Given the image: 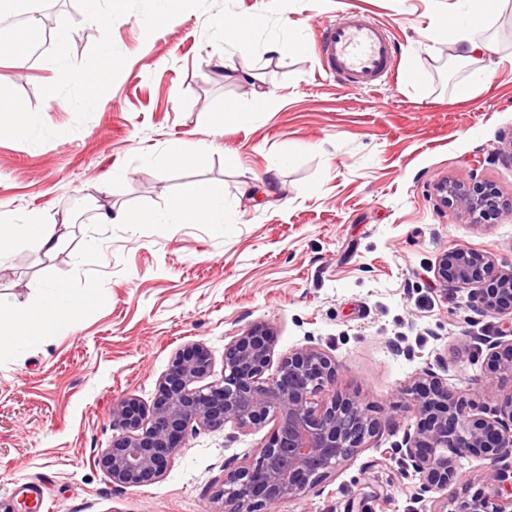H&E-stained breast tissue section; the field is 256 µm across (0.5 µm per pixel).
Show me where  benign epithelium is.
<instances>
[{
  "mask_svg": "<svg viewBox=\"0 0 512 512\" xmlns=\"http://www.w3.org/2000/svg\"><path fill=\"white\" fill-rule=\"evenodd\" d=\"M435 190L440 203L477 223L495 207L481 185L443 179ZM434 277L440 283L479 291L480 312L512 321V268L499 267L490 253L469 248L444 252ZM488 351L490 379L512 378V338L477 337ZM273 333L254 326L234 336L224 349V376L199 385L212 370L209 351L193 344L176 353L159 383L152 405L133 397L112 406V427L120 434L97 457V465L118 489L164 475L176 451L199 429L230 424L241 431L274 422L269 440L242 463L224 465V512H271L297 501L336 474L378 422L356 396L334 390L336 362L317 345H304L273 362ZM333 388L318 403L317 394ZM419 421L391 447L405 472L418 479L414 512H512V397L502 410L473 412L432 370L408 389ZM475 456L489 461L488 495H448L458 477L457 461Z\"/></svg>",
  "mask_w": 512,
  "mask_h": 512,
  "instance_id": "obj_1",
  "label": "benign epithelium"
}]
</instances>
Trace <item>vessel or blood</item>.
Returning <instances> with one entry per match:
<instances>
[{
    "mask_svg": "<svg viewBox=\"0 0 512 512\" xmlns=\"http://www.w3.org/2000/svg\"><path fill=\"white\" fill-rule=\"evenodd\" d=\"M320 53L346 85L371 87L395 68L396 47L385 28L352 11L323 28Z\"/></svg>",
    "mask_w": 512,
    "mask_h": 512,
    "instance_id": "1",
    "label": "vessel or blood"
}]
</instances>
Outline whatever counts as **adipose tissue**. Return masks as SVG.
Listing matches in <instances>:
<instances>
[{"label": "adipose tissue", "instance_id": "ef3b65f1", "mask_svg": "<svg viewBox=\"0 0 512 512\" xmlns=\"http://www.w3.org/2000/svg\"><path fill=\"white\" fill-rule=\"evenodd\" d=\"M465 10L452 15L448 23L452 41L461 52L474 53L490 49L484 36L480 15L492 7L490 0H464ZM44 0H0V19L18 11L27 15L25 29L15 31L8 39H0V60L9 61L14 68H25L30 56V32L41 23ZM226 203L223 183L189 182L171 197L164 213L101 208L100 219L105 224H210L222 228ZM65 234L59 224L52 222L47 213L29 214L25 222L15 217L0 219V273L9 269L11 248L20 240H27L44 255H52L59 248ZM36 314L33 309L0 300V349L28 346L39 341L35 330Z\"/></svg>", "mask_w": 512, "mask_h": 512}]
</instances>
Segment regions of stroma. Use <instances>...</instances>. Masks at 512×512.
Here are the masks:
<instances>
[{"label":"stroma","instance_id":"stroma-1","mask_svg":"<svg viewBox=\"0 0 512 512\" xmlns=\"http://www.w3.org/2000/svg\"><path fill=\"white\" fill-rule=\"evenodd\" d=\"M458 6L298 0L281 19L302 32L305 54L266 45L253 60L218 48L202 11L150 35L129 13L112 27L127 62L80 127L73 108L40 96L58 77L54 64L0 63V84L58 133L42 144L0 138V208L47 212L69 232L50 257L17 244L0 297L33 305L61 282L75 300L72 333L43 326L40 342L0 360V498L40 512H221L225 462L256 453L272 424L231 443L225 431H198L162 477L121 491L95 459L115 434L113 404H152L179 349L205 346L216 381L230 338L264 324L275 356L323 348L337 390L380 420L332 479L273 512H409L414 481L384 454L417 423L406 393L414 379L432 368L479 411L512 396V378L489 380L471 342L512 325L476 316L477 297L433 275L438 257L459 247L512 266V0L485 24L493 52L468 59L441 28ZM350 10L398 46L394 76L373 88L346 87L319 52L321 29ZM56 16L73 23L71 55L84 60L100 28L75 0ZM476 71L486 85L456 101V85ZM258 89L279 105L240 125ZM201 139L204 153L171 160L173 147ZM445 177L492 188L497 210L473 223L442 207L434 186ZM205 179L224 183L223 231L98 221L97 204L160 212L182 183ZM90 243L100 262L79 265Z\"/></svg>","mask_w":512,"mask_h":512}]
</instances>
